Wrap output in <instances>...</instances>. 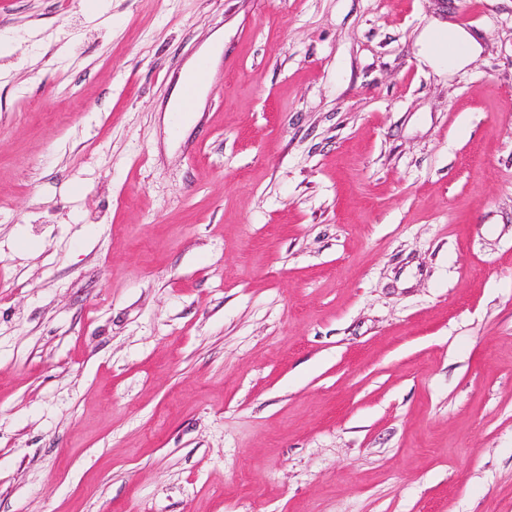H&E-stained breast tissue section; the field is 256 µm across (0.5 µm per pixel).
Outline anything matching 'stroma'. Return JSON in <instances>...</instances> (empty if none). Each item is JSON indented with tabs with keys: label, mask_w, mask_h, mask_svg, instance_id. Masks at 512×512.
Masks as SVG:
<instances>
[{
	"label": "stroma",
	"mask_w": 512,
	"mask_h": 512,
	"mask_svg": "<svg viewBox=\"0 0 512 512\" xmlns=\"http://www.w3.org/2000/svg\"><path fill=\"white\" fill-rule=\"evenodd\" d=\"M0 36V512H512V0ZM438 38L440 45L447 47L449 68L468 64L479 52V45L474 37L456 24L448 23L446 30L438 32ZM195 60L186 66V68L184 69L183 73L180 76L179 86L176 89V91L173 95V98H172L173 99L172 107H173L174 111H176V102L178 101V99L180 97L181 86L186 81V79L191 75L193 68H194ZM209 78H210V65L207 60L200 59L197 64L196 71H195L193 78L190 81L185 82L183 85L182 92H181V100H180L181 101L180 112H182L185 108L191 107L194 102L195 103H194L193 107L186 112H197L198 99L200 96V94H199L198 98L196 99L197 94H198L200 88L208 83Z\"/></svg>",
	"instance_id": "obj_1"
}]
</instances>
